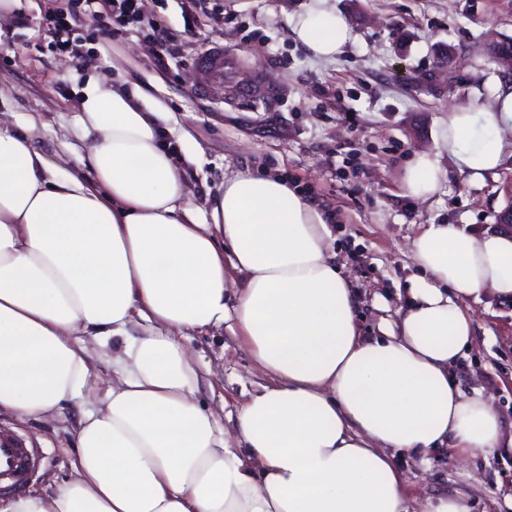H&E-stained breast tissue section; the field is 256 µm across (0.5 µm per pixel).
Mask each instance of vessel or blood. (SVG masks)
I'll return each mask as SVG.
<instances>
[{
	"label": "vessel or blood",
	"instance_id": "obj_1",
	"mask_svg": "<svg viewBox=\"0 0 512 512\" xmlns=\"http://www.w3.org/2000/svg\"><path fill=\"white\" fill-rule=\"evenodd\" d=\"M196 67L197 93L203 94L213 85L224 84L242 102L273 96L272 91L264 87L259 71H252L245 79L238 77L240 57L223 47L206 48L199 55ZM43 460L39 449L28 447L20 437L0 429V489L22 487L38 471Z\"/></svg>",
	"mask_w": 512,
	"mask_h": 512
}]
</instances>
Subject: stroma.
Listing matches in <instances>:
<instances>
[{"mask_svg":"<svg viewBox=\"0 0 512 512\" xmlns=\"http://www.w3.org/2000/svg\"><path fill=\"white\" fill-rule=\"evenodd\" d=\"M312 0H224V21L183 12L180 0H141L179 50L167 69L154 64L156 46L131 26L81 57L52 48L45 17L63 0H19L0 18V118L42 152L70 157L88 139L79 122L80 89L89 76L119 70L129 84L160 98L178 122L168 140L182 163L191 202L206 216L209 202L238 169L273 171L314 199L328 216L337 262L359 299L363 335L395 321L417 269L410 242L425 224H464L475 234L495 230L512 201V157L497 174L471 183L453 166L435 197L405 196L404 169L417 153H435L448 110L489 103L503 75L490 51L512 39V0H330L347 18L353 40L335 61H318L294 40L290 16ZM237 52L278 89L274 105L256 110L228 90L194 91L195 61L207 47ZM475 325L473 346L456 368L464 392L494 395L512 423V303L485 294L465 301ZM197 358L198 397L220 427L232 429L247 394L264 384L233 322L187 332ZM89 355L90 385L61 414L18 419L0 413L11 430L47 460L28 482L48 495L69 478L76 417L100 404L112 386V358L97 338L79 335ZM413 501L447 493L468 495L472 512H499L512 495V457L476 459L465 467L452 452L430 463L404 459Z\"/></svg>","mask_w":512,"mask_h":512,"instance_id":"obj_1","label":"stroma"}]
</instances>
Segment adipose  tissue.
<instances>
[{"mask_svg": "<svg viewBox=\"0 0 512 512\" xmlns=\"http://www.w3.org/2000/svg\"><path fill=\"white\" fill-rule=\"evenodd\" d=\"M290 31L319 61L353 37L327 0ZM79 106L90 146L66 168L0 124V411L51 417L83 395L76 334L122 348L105 398L78 420L71 477L0 512H410L398 454H512L493 400L451 372L475 332L464 300L512 298V233L423 226L420 275L396 323L368 337L323 212L287 178L231 172L200 222L163 141L164 102L104 77ZM443 148L470 182L496 173L512 156V81L490 105L449 110ZM443 176L416 155L404 193L427 200ZM228 320L266 378L230 439L181 341Z\"/></svg>", "mask_w": 512, "mask_h": 512, "instance_id": "obj_1", "label": "adipose tissue"}]
</instances>
